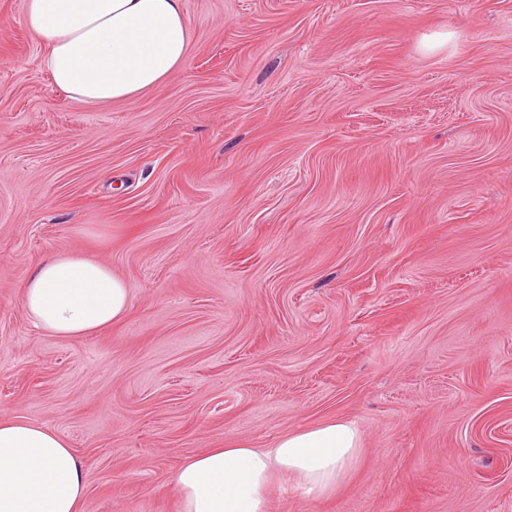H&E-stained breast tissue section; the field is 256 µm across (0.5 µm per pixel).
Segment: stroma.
<instances>
[{
  "instance_id": "obj_1",
  "label": "stroma",
  "mask_w": 512,
  "mask_h": 512,
  "mask_svg": "<svg viewBox=\"0 0 512 512\" xmlns=\"http://www.w3.org/2000/svg\"><path fill=\"white\" fill-rule=\"evenodd\" d=\"M185 65L91 108L0 0V416L85 465L84 512H179L173 472L331 419L362 453L273 512H512V0H183ZM133 298L78 338L49 254ZM21 304L35 326L51 336L73 338L122 320L131 295L110 266L62 250L25 279Z\"/></svg>"
}]
</instances>
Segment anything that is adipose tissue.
Listing matches in <instances>:
<instances>
[{"label": "adipose tissue", "mask_w": 512, "mask_h": 512, "mask_svg": "<svg viewBox=\"0 0 512 512\" xmlns=\"http://www.w3.org/2000/svg\"><path fill=\"white\" fill-rule=\"evenodd\" d=\"M24 20L46 49L55 86L88 106L154 89L188 56L182 0H25ZM21 304L35 326L73 338L122 320L131 295L110 266L62 250L26 278ZM361 451L357 425L332 419L268 448L210 449L180 465L171 484L179 512H272L284 480L313 499L334 496ZM86 489L83 462L63 437L0 417V512H83Z\"/></svg>", "instance_id": "1"}]
</instances>
